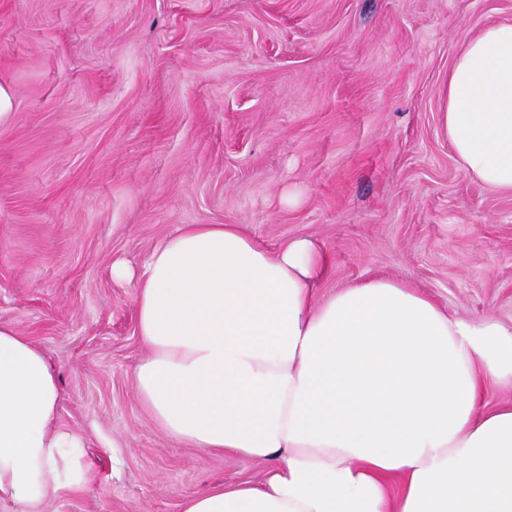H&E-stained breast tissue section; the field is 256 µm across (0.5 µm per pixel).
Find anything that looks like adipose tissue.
Listing matches in <instances>:
<instances>
[{"instance_id":"obj_1","label":"adipose tissue","mask_w":512,"mask_h":512,"mask_svg":"<svg viewBox=\"0 0 512 512\" xmlns=\"http://www.w3.org/2000/svg\"><path fill=\"white\" fill-rule=\"evenodd\" d=\"M462 171L512 195V22L455 54L443 92ZM312 240L278 250L238 224H187L137 279L148 355L134 383L175 440L270 462L263 481L188 498L182 512H512V328L455 317L377 277L317 296ZM42 351L0 324V501L44 512L80 476L54 428Z\"/></svg>"}]
</instances>
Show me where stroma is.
Segmentation results:
<instances>
[{"instance_id":"stroma-1","label":"stroma","mask_w":512,"mask_h":512,"mask_svg":"<svg viewBox=\"0 0 512 512\" xmlns=\"http://www.w3.org/2000/svg\"><path fill=\"white\" fill-rule=\"evenodd\" d=\"M512 0H0V323L59 380L84 482L46 512H182L269 465L190 448L134 387L142 268L185 224L309 238L323 291L403 281L512 323V195L457 167L455 49Z\"/></svg>"}]
</instances>
